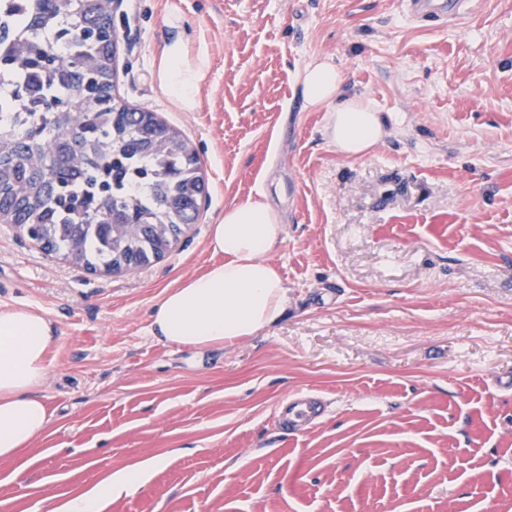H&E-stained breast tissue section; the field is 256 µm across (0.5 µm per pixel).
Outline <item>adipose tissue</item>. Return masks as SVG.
Listing matches in <instances>:
<instances>
[{"instance_id":"ef3b65f1","label":"adipose tissue","mask_w":512,"mask_h":512,"mask_svg":"<svg viewBox=\"0 0 512 512\" xmlns=\"http://www.w3.org/2000/svg\"><path fill=\"white\" fill-rule=\"evenodd\" d=\"M165 43L158 68L163 91L184 111H195L208 70L206 53L190 55L179 20ZM306 107L327 108L326 135L349 157L365 155L382 141L385 120L373 104L345 94L339 69L315 60L298 75ZM282 226L278 211L265 199L226 207L210 227L216 262L169 290L152 314V332L166 344L202 351L231 345L275 324L288 306V290L269 261ZM56 339L52 321L23 308H0V458L9 459L29 447L51 423L38 393L46 373V354ZM151 459L126 467L91 491L72 497L55 512H101L104 502L135 492Z\"/></svg>"}]
</instances>
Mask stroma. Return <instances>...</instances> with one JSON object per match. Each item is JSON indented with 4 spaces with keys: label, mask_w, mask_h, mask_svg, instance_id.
Segmentation results:
<instances>
[{
    "label": "stroma",
    "mask_w": 512,
    "mask_h": 512,
    "mask_svg": "<svg viewBox=\"0 0 512 512\" xmlns=\"http://www.w3.org/2000/svg\"><path fill=\"white\" fill-rule=\"evenodd\" d=\"M180 17L206 47L199 107L156 73ZM115 91L182 130L209 195L163 259L90 275L0 223V308L57 338L39 389L52 421L0 460V512H54L162 459L103 512H512V0L421 25L402 0H124ZM331 60L386 135L337 151L299 70ZM267 193L288 310L204 352L152 312L213 260L225 207ZM312 392L328 415L291 438ZM326 410L321 398L314 393L288 395L279 405L278 417L289 433H301L319 423Z\"/></svg>",
    "instance_id": "1"
}]
</instances>
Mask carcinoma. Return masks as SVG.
<instances>
[{
	"instance_id": "cac0c4a2",
	"label": "carcinoma",
	"mask_w": 512,
	"mask_h": 512,
	"mask_svg": "<svg viewBox=\"0 0 512 512\" xmlns=\"http://www.w3.org/2000/svg\"><path fill=\"white\" fill-rule=\"evenodd\" d=\"M0 23V212L37 225L49 253L87 271L151 262L197 222L206 185L183 133L114 93L107 0H23ZM85 122L74 119V90Z\"/></svg>"
}]
</instances>
